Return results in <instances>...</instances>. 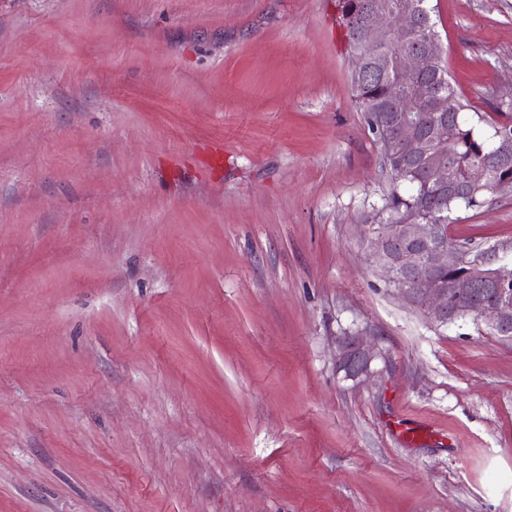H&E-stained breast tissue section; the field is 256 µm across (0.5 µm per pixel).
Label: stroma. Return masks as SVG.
Here are the masks:
<instances>
[{"label": "stroma", "instance_id": "obj_1", "mask_svg": "<svg viewBox=\"0 0 512 512\" xmlns=\"http://www.w3.org/2000/svg\"><path fill=\"white\" fill-rule=\"evenodd\" d=\"M431 5L493 112L512 0ZM353 68L336 0H0V512H512V341L368 260ZM376 356L374 348L362 336H338L336 339V368L347 380L369 377Z\"/></svg>", "mask_w": 512, "mask_h": 512}]
</instances>
